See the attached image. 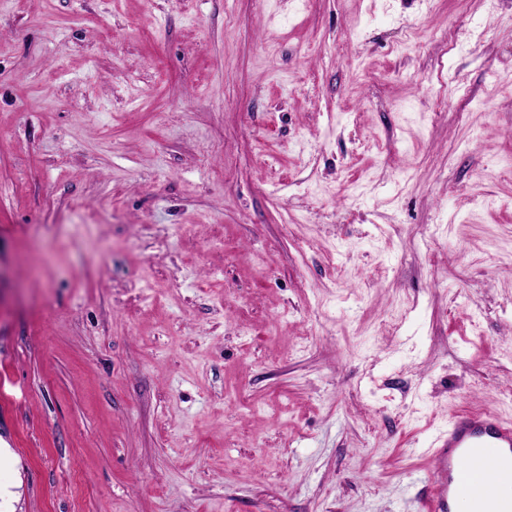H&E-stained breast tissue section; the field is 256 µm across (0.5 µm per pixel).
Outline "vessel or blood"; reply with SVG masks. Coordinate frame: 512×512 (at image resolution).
<instances>
[{
    "instance_id": "obj_1",
    "label": "vessel or blood",
    "mask_w": 512,
    "mask_h": 512,
    "mask_svg": "<svg viewBox=\"0 0 512 512\" xmlns=\"http://www.w3.org/2000/svg\"><path fill=\"white\" fill-rule=\"evenodd\" d=\"M432 483L421 512H512L501 493L512 480V422L488 411L455 415L445 438L432 450Z\"/></svg>"
}]
</instances>
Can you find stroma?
<instances>
[{"label":"stroma","instance_id":"1","mask_svg":"<svg viewBox=\"0 0 512 512\" xmlns=\"http://www.w3.org/2000/svg\"><path fill=\"white\" fill-rule=\"evenodd\" d=\"M512 420V0H0V512H415Z\"/></svg>","mask_w":512,"mask_h":512}]
</instances>
